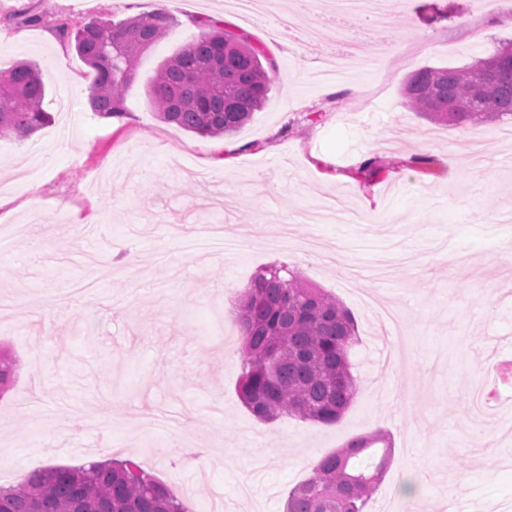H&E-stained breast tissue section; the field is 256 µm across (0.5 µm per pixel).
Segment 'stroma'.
<instances>
[{
	"instance_id": "obj_1",
	"label": "stroma",
	"mask_w": 512,
	"mask_h": 512,
	"mask_svg": "<svg viewBox=\"0 0 512 512\" xmlns=\"http://www.w3.org/2000/svg\"><path fill=\"white\" fill-rule=\"evenodd\" d=\"M389 0L377 27L348 17L364 52L395 47L372 73L318 85L336 31L301 8L284 41L224 0H0V70L44 73L51 124L0 138V158L40 152L34 179L0 173V351L16 384L0 395V484L50 465L129 459L189 512H283L318 460L373 432L390 438L386 476L365 512H412L408 475L428 468L424 512L512 505V119L462 127L409 110L406 79L461 67L512 39L496 0ZM166 8L176 24L140 58L122 119L91 111V69L61 24ZM223 20L279 75L230 138L161 122L148 80ZM70 140L60 146L59 131ZM370 156L376 175L363 172ZM494 172L483 180L480 168ZM285 263L354 315L357 393L333 425L241 403L233 312L262 266Z\"/></svg>"
}]
</instances>
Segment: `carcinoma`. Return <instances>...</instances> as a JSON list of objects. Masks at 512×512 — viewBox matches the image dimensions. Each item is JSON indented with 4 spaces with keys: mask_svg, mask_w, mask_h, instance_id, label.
Returning a JSON list of instances; mask_svg holds the SVG:
<instances>
[{
    "mask_svg": "<svg viewBox=\"0 0 512 512\" xmlns=\"http://www.w3.org/2000/svg\"><path fill=\"white\" fill-rule=\"evenodd\" d=\"M165 10L120 21L93 19L74 32L75 49L94 77L88 103L102 118L125 115L124 92L142 54L167 35ZM202 33L164 60L149 82L154 111L202 137L224 138L245 125L265 101L275 64L223 22L199 21ZM501 61L494 72L483 67ZM512 41L459 68L425 67L406 82V103L433 123L461 126L512 117ZM46 85L29 61L0 72V137L29 138L51 122ZM242 343L238 396L258 419L293 416L333 424L357 392L349 353L358 342L352 313L336 297L306 282L286 264L257 271L236 306ZM14 384V366L0 355V392ZM384 437L356 438L323 458L288 490L285 512H363L379 487L386 458L370 446ZM0 512H189L162 482L130 461L51 466L17 486H0Z\"/></svg>",
    "mask_w": 512,
    "mask_h": 512,
    "instance_id": "carcinoma-1",
    "label": "carcinoma"
}]
</instances>
